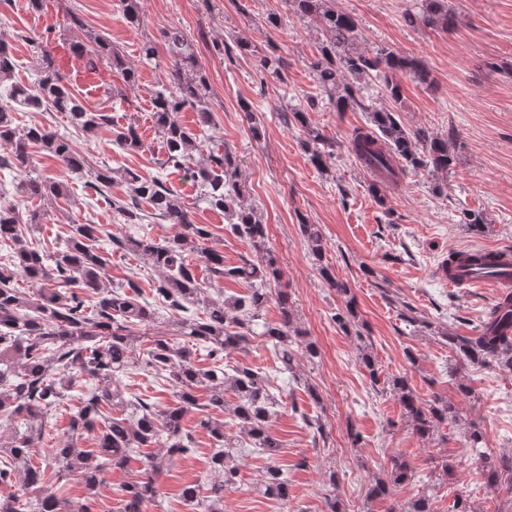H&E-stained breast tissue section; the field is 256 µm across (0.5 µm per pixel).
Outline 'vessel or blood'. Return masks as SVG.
<instances>
[{
    "label": "vessel or blood",
    "instance_id": "b4317fda",
    "mask_svg": "<svg viewBox=\"0 0 512 512\" xmlns=\"http://www.w3.org/2000/svg\"><path fill=\"white\" fill-rule=\"evenodd\" d=\"M458 264L447 274L452 288H493L498 296L512 294V253L495 251L485 265L476 266L466 262L465 250H458Z\"/></svg>",
    "mask_w": 512,
    "mask_h": 512
}]
</instances>
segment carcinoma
<instances>
[{"label":"carcinoma","mask_w":512,"mask_h":512,"mask_svg":"<svg viewBox=\"0 0 512 512\" xmlns=\"http://www.w3.org/2000/svg\"><path fill=\"white\" fill-rule=\"evenodd\" d=\"M119 2L130 24L142 23L143 0ZM287 4L298 18L317 21L329 35L311 70L336 111H370L373 128L355 131L350 151L378 177L371 185L378 205L386 206L387 184L398 182L410 169L448 174L455 160L450 150L451 138L438 136L424 127H408L400 117L403 99L397 74L429 85L431 74L424 64L386 48L372 54L359 50L357 20L337 10L333 0H287ZM403 19L409 26L422 24L442 32L456 24L448 0H406ZM162 36L168 51L170 78L169 83L154 91L151 104L158 134L166 147L165 163L182 168L185 176L201 187L209 206L224 212L230 232L249 242L260 259L245 258L237 266H225L224 253L207 246L211 236L207 226L192 222L183 203L160 177L146 178L128 168L94 167L68 138L42 123L19 128L17 104L44 112H64L71 125L85 134L95 133L107 121L106 115L84 106L64 81L51 51L43 50L38 81L33 85L14 82L4 89L0 143L9 148V153L0 156V169L23 175L21 191L30 199L43 200L63 195L64 184L32 176L31 148L35 146L54 156L66 169L85 173L86 184L100 192L109 188L115 178H121L129 191L126 198L113 200L112 206L124 220L139 223L145 217L142 204L146 203L155 215L175 228V234L163 242L143 235L116 238L114 244L150 264L158 274L155 293L169 310L184 313L196 303L204 312L179 319L175 337L157 335L149 339L146 367L155 377L178 388L177 405L157 410L141 397L125 400L116 383L119 375L133 364V328L152 322L154 309L141 300L140 288L132 280L112 290L103 287L101 272L106 258L97 247L101 233L98 225H72L64 246L49 254L29 246L23 236L24 231L43 224L44 210L22 211L12 202L0 200V243L12 250L7 260L0 262V417L17 419L29 426V431L20 436L0 437V485L17 487L15 493L0 495V512H22L20 498L32 493L38 512H65V503L57 492L60 481L73 473L93 496L102 482V474L108 470L127 471L133 453L139 448H164L170 457L189 452L193 438L183 431L182 419L189 408L197 406L200 390L206 394L205 407L221 413L226 407L225 391H233L237 400L231 414L240 427V438L274 461L284 444L270 428V418L277 406L271 381L249 366L224 363V357L245 348L251 326L273 298L277 299L281 318L276 324H265L263 335L277 350L282 370L290 373L298 359L311 361L318 355L316 344L302 339L288 293L272 291L280 282L281 270L268 253L265 225L256 220L251 210L230 205L239 194L234 157L228 152H210L206 159L195 160V155L203 153L215 127L213 113L199 107L205 77L197 69L196 58L179 27L163 29ZM70 47L74 55L85 58L93 69L106 66L120 72L127 82L135 81V70L127 66L108 37L98 34L87 43L73 42ZM286 65V59L279 55L257 60L259 70L275 76ZM14 68L8 45L0 42L1 84L11 78ZM364 77L374 78L383 86L390 106L371 109L357 96L352 80ZM186 108L196 110L195 131L176 119V114ZM291 114L304 129L309 161L315 168L325 169L335 143L309 122L306 109L297 107ZM113 134L116 145L127 152L144 148L131 125L119 127ZM459 223L480 232L487 219L481 213L464 209ZM300 230L322 278L342 298L343 309L334 314V321L344 332L362 335L365 323L351 288L336 279L324 263L325 245L319 226L302 223ZM190 252L202 254L213 275L245 284L247 293L234 298H226L221 292L210 296L188 261ZM20 279L36 288L33 297L16 287ZM448 344L456 356L473 365H492L512 373V296L497 301L475 335L450 336ZM196 345L207 349L215 365L197 367L193 352ZM77 374L97 381L98 387L85 391L81 405L70 414L68 436L53 445L58 469L49 474L32 463L33 448L44 437L38 423L52 408L61 405ZM390 386L399 396L407 423L420 438L429 437L442 423L456 417L454 404L440 399L429 404L422 402L403 377L392 378ZM114 409L120 415L113 416ZM198 427L216 444L210 458L216 479L206 500H198L194 485L185 486L182 496L202 512H220L224 491L238 483L239 464L224 434V420L207 413L199 419ZM86 433L95 435L96 448L77 446L76 440ZM481 461L489 487L504 486L512 491V456L497 457L485 452ZM157 469L159 464L154 462L138 478L120 486L123 512H146L157 495ZM414 478L407 462L395 456L386 477L372 478L368 495L372 499L385 497L392 486ZM259 489L270 498L288 501V479L275 464L266 468Z\"/></svg>","instance_id":"cac0c4a2"}]
</instances>
